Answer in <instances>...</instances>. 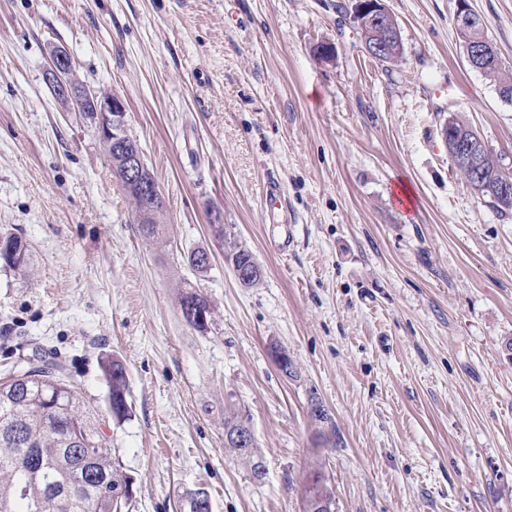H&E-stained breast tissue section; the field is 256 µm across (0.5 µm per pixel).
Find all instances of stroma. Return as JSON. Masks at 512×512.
Masks as SVG:
<instances>
[{"mask_svg": "<svg viewBox=\"0 0 512 512\" xmlns=\"http://www.w3.org/2000/svg\"><path fill=\"white\" fill-rule=\"evenodd\" d=\"M468 3L512 68V0ZM386 5L396 64L366 53L352 0H0V232L34 258L0 272V373L33 344L57 351L132 481L122 512H184L200 487L212 512H303L316 472L334 512H512V219L441 135L455 114L512 154V104L468 65L457 0ZM325 41L334 60L313 55ZM57 46L123 100L165 197L160 236L94 124L53 95ZM270 176L286 207L265 206ZM230 240L257 285L225 263ZM190 294L207 328L185 321ZM106 356L126 368L120 423ZM237 415L263 479L224 445ZM226 254H228L230 257H233L236 263L241 264L236 266L234 263H229L236 279L241 286L248 288L250 281L253 280L256 276L261 278V268L255 261H253L254 264L251 265L243 264L253 259V254L246 247L241 245L232 246Z\"/></svg>", "mask_w": 512, "mask_h": 512, "instance_id": "stroma-1", "label": "stroma"}]
</instances>
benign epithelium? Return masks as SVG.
<instances>
[{"mask_svg":"<svg viewBox=\"0 0 512 512\" xmlns=\"http://www.w3.org/2000/svg\"><path fill=\"white\" fill-rule=\"evenodd\" d=\"M352 19L360 29L366 52L382 60L394 55V41L399 36L392 32L381 34L382 29L392 23L393 15L385 0H353ZM52 70L49 82L55 96L74 103L85 112L94 113L98 133L107 147L113 171L121 185L138 195L140 199L139 221L148 224L158 212L157 187L145 177V161L141 152L130 148L125 135L126 109L122 100L108 92H90L76 85L70 78L72 62L65 48L58 46L51 56ZM448 140V152L459 163L468 166L483 154L492 151L485 138L478 134H467L448 138V125L441 130ZM241 286L247 288L255 277L262 276L258 264H230Z\"/></svg>","mask_w":512,"mask_h":512,"instance_id":"obj_1","label":"benign epithelium"}]
</instances>
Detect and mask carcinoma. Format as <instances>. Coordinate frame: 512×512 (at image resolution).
Segmentation results:
<instances>
[{"label":"carcinoma","instance_id":"cac0c4a2","mask_svg":"<svg viewBox=\"0 0 512 512\" xmlns=\"http://www.w3.org/2000/svg\"><path fill=\"white\" fill-rule=\"evenodd\" d=\"M466 37L488 42L480 16L466 18ZM483 75L497 90L512 93V69L502 66L490 45ZM502 153L477 160L482 198L500 217L512 218V205L503 207L496 196L499 183L512 181V163ZM14 252L0 254V269L25 277L30 250L10 232L0 236ZM26 381L0 382V512H114L113 499L132 490V483L112 461V449L102 447L101 433L84 411L75 386L63 367L36 352L27 360ZM109 381L111 417L129 416L128 382L123 364L101 361ZM204 489L188 493L187 512H209Z\"/></svg>","mask_w":512,"mask_h":512}]
</instances>
